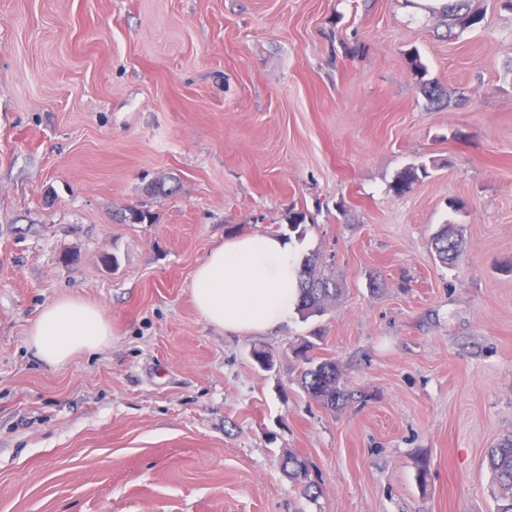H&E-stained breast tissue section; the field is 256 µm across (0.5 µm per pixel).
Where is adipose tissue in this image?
Wrapping results in <instances>:
<instances>
[{"mask_svg":"<svg viewBox=\"0 0 512 512\" xmlns=\"http://www.w3.org/2000/svg\"><path fill=\"white\" fill-rule=\"evenodd\" d=\"M298 251L290 239L249 235L224 241L196 267L191 295L209 323L234 333H263L288 325L296 312ZM112 329L101 310L73 298L56 300L32 325L28 343L57 366L105 346Z\"/></svg>","mask_w":512,"mask_h":512,"instance_id":"obj_1","label":"adipose tissue"}]
</instances>
